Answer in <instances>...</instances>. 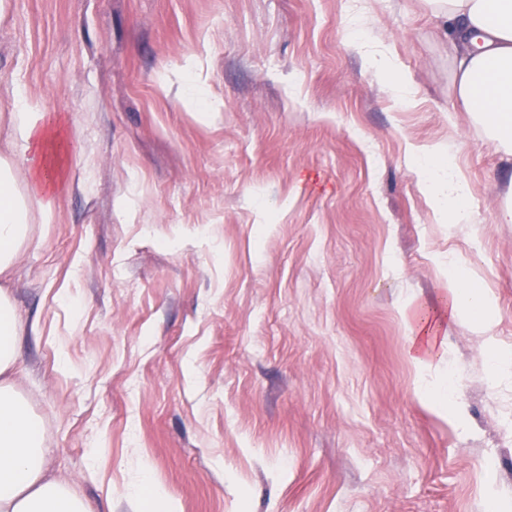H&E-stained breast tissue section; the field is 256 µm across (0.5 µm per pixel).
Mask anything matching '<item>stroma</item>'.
<instances>
[{"label":"stroma","mask_w":512,"mask_h":512,"mask_svg":"<svg viewBox=\"0 0 512 512\" xmlns=\"http://www.w3.org/2000/svg\"><path fill=\"white\" fill-rule=\"evenodd\" d=\"M18 92L68 166L29 203L16 388L94 512H512V157L425 0H0ZM432 146L471 223L418 186ZM452 261L488 326L449 319ZM408 300L447 338L423 370Z\"/></svg>","instance_id":"35a3bbf8"}]
</instances>
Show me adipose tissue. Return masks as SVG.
I'll use <instances>...</instances> for the list:
<instances>
[{
	"label": "adipose tissue",
	"instance_id": "obj_1",
	"mask_svg": "<svg viewBox=\"0 0 512 512\" xmlns=\"http://www.w3.org/2000/svg\"><path fill=\"white\" fill-rule=\"evenodd\" d=\"M449 32L457 62V96L464 110L512 155V0H428ZM57 124L26 97L16 96L8 132L0 140V512H91L89 504L50 476L38 421L29 412L13 380L16 348L24 327L18 321L9 285L19 250L30 242L27 196L17 191L25 181L29 194L50 210L61 163L54 146ZM426 177L435 200L454 224L471 221L468 186L437 152L424 155ZM451 314L472 315L487 309L484 288L469 272L448 278ZM404 318L412 336L408 353L420 367L430 365L446 344L425 337L416 305Z\"/></svg>",
	"mask_w": 512,
	"mask_h": 512
}]
</instances>
